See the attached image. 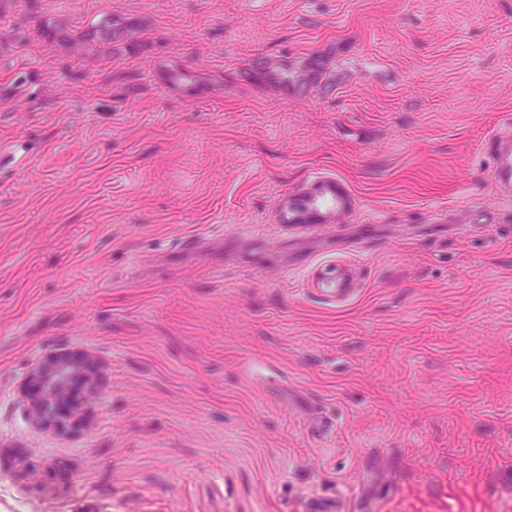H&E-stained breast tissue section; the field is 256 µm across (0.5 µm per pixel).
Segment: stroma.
<instances>
[{
    "mask_svg": "<svg viewBox=\"0 0 512 512\" xmlns=\"http://www.w3.org/2000/svg\"><path fill=\"white\" fill-rule=\"evenodd\" d=\"M511 123L512 0H0V512H512ZM282 205L294 224H335L353 212L354 197L342 181L321 178L288 195ZM31 382L29 393L22 398L31 423L41 429L64 431L76 425L78 411L72 407V421L60 414V408L82 387L85 398L98 395L95 362L91 357L72 359L55 354L45 360L33 363L28 371Z\"/></svg>",
    "mask_w": 512,
    "mask_h": 512,
    "instance_id": "1",
    "label": "stroma"
}]
</instances>
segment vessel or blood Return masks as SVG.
I'll list each match as a JSON object with an SVG mask.
<instances>
[{"instance_id":"obj_1","label":"vessel or blood","mask_w":512,"mask_h":512,"mask_svg":"<svg viewBox=\"0 0 512 512\" xmlns=\"http://www.w3.org/2000/svg\"><path fill=\"white\" fill-rule=\"evenodd\" d=\"M285 208L296 224H335L353 212L354 197L342 181L321 178L290 194Z\"/></svg>"}]
</instances>
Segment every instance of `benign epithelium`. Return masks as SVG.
Segmentation results:
<instances>
[{"mask_svg": "<svg viewBox=\"0 0 512 512\" xmlns=\"http://www.w3.org/2000/svg\"><path fill=\"white\" fill-rule=\"evenodd\" d=\"M31 382L29 393L22 398L31 423L41 429L64 431L76 425L60 414V408L83 388L85 398L98 395L95 362L92 358L72 359L55 354L33 363L28 371Z\"/></svg>", "mask_w": 512, "mask_h": 512, "instance_id": "obj_1", "label": "benign epithelium"}]
</instances>
